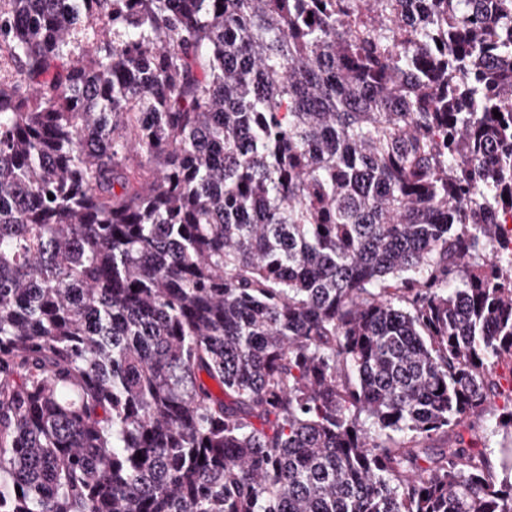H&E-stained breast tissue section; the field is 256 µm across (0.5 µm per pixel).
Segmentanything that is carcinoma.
<instances>
[{"label": "carcinoma", "instance_id": "cac0c4a2", "mask_svg": "<svg viewBox=\"0 0 512 512\" xmlns=\"http://www.w3.org/2000/svg\"><path fill=\"white\" fill-rule=\"evenodd\" d=\"M507 210L512 0H0V512H512ZM502 408V397L497 392L488 393L483 415L438 436L434 442L435 446L448 445V442L463 439L464 443L475 451L485 452L495 471L502 475V463L508 461L511 434L510 431L506 433L505 430L491 434L489 430V425L495 423L497 416L502 413Z\"/></svg>", "mask_w": 512, "mask_h": 512}]
</instances>
